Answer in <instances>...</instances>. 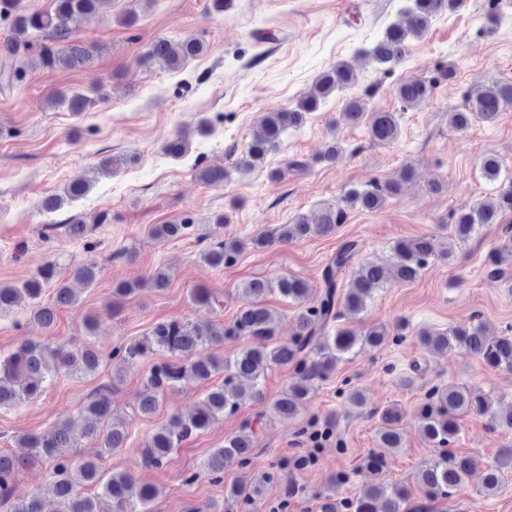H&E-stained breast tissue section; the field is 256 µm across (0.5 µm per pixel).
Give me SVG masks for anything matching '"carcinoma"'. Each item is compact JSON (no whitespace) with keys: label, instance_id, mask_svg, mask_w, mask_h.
I'll return each mask as SVG.
<instances>
[{"label":"carcinoma","instance_id":"1","mask_svg":"<svg viewBox=\"0 0 512 512\" xmlns=\"http://www.w3.org/2000/svg\"><path fill=\"white\" fill-rule=\"evenodd\" d=\"M109 0H53L46 11L28 12L22 9L20 0H0V19L12 20L19 32L28 33L31 39L25 45L41 44L39 56L48 69H72L84 65L90 58V50L73 37V25L83 16L98 12ZM402 23L389 25L382 35L369 46H361L355 55L371 62L375 68L391 70L404 60L409 43L429 31L436 16L454 11L464 5V0H409ZM20 49L17 41H6L0 46V84L9 87L23 77V69L16 65L15 57ZM204 44L197 41L176 42L160 39L151 43L142 57L149 64L163 61L170 68L178 69L183 63L199 56ZM357 75L345 62L324 71L313 89L302 97L293 108L267 112L260 119L261 131L247 145L238 167L253 168L276 152L283 137L291 130L299 129L309 114L320 109L323 102L338 91L355 87ZM432 86L423 78H409L396 88V96L402 110L411 109L431 93ZM53 104L67 105L72 112H81L88 105L82 94L56 93ZM512 105V81H497L490 86L466 95L465 102L449 112L450 125L458 130L469 129L473 123H493L504 108ZM348 120L358 124L368 121L372 142L387 145L400 136L399 115L396 112H367L364 98L352 95L344 107ZM189 140L175 135L164 146L166 155L180 159L189 151ZM481 173L490 182L499 183V190L492 200L479 201L460 211L450 225L448 258L454 257V245L464 243L477 229L498 223L499 216L512 211V177L502 176V165L495 156H487L481 162ZM413 176V170L405 166L396 178L381 183L372 181L361 188H354L344 197L345 205L322 210L318 219L309 221L303 216L290 224L277 228L276 240L288 243L307 236H328L346 219V208L376 211L394 195L403 181ZM230 173L223 167H205L198 179L206 184L224 183ZM85 177L71 180L65 188V197L72 201L84 197L91 189ZM63 197V198H65ZM63 198L49 196L42 208L54 212L61 207ZM193 225L184 220L178 224H160L153 233L160 237L180 238L191 235ZM244 244L228 238L203 250L202 262L212 268L230 263L240 253ZM512 251V228H508L507 241L500 249L488 253L487 263L492 266L489 276L494 281L502 279L499 269L504 254ZM357 253L354 241L344 242L323 272V290L313 298L308 283L294 276H283L276 281L252 279L240 289L244 304L228 325L217 324L202 332L191 322L171 319L156 323L142 338L114 348L109 357L118 360L126 368H133L157 352H164L169 359L157 361L149 368L145 378V393L137 412L150 415L156 412L160 395L183 387L190 381L209 379L213 374L224 372V382L210 390L189 417L174 415L168 423L156 430L147 440L143 461L148 467H163L169 454L180 442L194 433L208 429L217 419L236 412L247 398L263 399L262 381L269 367L291 366L297 375L269 405L270 413L277 419L290 421L298 412L302 400L311 390L310 382L324 380L335 370L336 364L359 345L380 348L391 339L403 337L405 321L399 319L393 326L374 325L357 334L337 325L344 314L356 315L373 299L376 291L389 281L411 282L419 277L430 259L436 256L434 244L428 237L400 239L392 246L391 267L366 261L357 265L353 260ZM351 269L349 287L339 293V274ZM98 267L93 262H83L71 267L72 279L86 286L98 277ZM52 288L48 302L40 301L43 289ZM276 290L282 296L299 304L296 331L290 338L276 339V328L261 299ZM26 296L31 303V316L44 327L53 325L57 311L77 302L75 291L61 277L57 263L48 262L31 278L18 287L0 284V315L13 311L18 299ZM248 338L257 342L231 357L212 352L224 339ZM419 340L424 348L448 351L464 347L480 358L488 367L512 371V336L488 340L480 325L450 327L442 332L423 331ZM103 360V353L89 343L81 349L71 350L64 345L50 346L36 341L21 344L9 356L0 358V408L41 395L55 377L65 373H95ZM111 386L100 388L95 397L79 411V420H68L40 433H23L17 443L29 449L24 457L0 452V503L11 498L12 484L19 470L35 463L48 462L52 467L53 494L57 507L53 512H149L150 504L159 490L148 484H138L126 474L104 477L99 465L93 460H75L74 451L84 437L95 436L103 453L126 447L129 432L124 419L112 416ZM470 415L487 417L501 428L512 429V410L498 413L493 410L485 393L466 385L450 383L446 387L434 386L428 390L418 407L420 431L434 446L441 448L438 459L425 465L415 475L418 489L425 497L449 498L474 473H480L481 485L487 492L497 489L500 470L512 465V448L502 454L494 468L479 469L474 456L456 453L447 448L460 432L459 417ZM403 431L399 427V414L388 407L379 414L377 447L396 449L402 447ZM256 440L253 432L242 430L227 438L224 447L214 450L203 462L200 470L186 474L183 482L196 483L206 476L218 482L224 478V460L234 458L243 467L249 466L254 457ZM273 479L267 474L250 482L236 483L230 487V497L241 503L245 512H251L263 495L265 484ZM101 489L100 496L82 492L88 485ZM409 490L400 485L378 484L366 488L355 501L343 505L348 512H404ZM11 512H45L40 496L33 494L11 505Z\"/></svg>","mask_w":512,"mask_h":512}]
</instances>
